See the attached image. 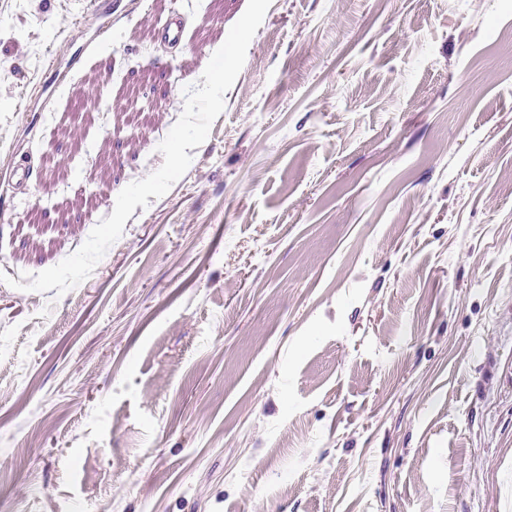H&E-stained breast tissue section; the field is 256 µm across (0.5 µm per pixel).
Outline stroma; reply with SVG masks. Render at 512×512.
I'll list each match as a JSON object with an SVG mask.
<instances>
[{"label": "stroma", "mask_w": 512, "mask_h": 512, "mask_svg": "<svg viewBox=\"0 0 512 512\" xmlns=\"http://www.w3.org/2000/svg\"><path fill=\"white\" fill-rule=\"evenodd\" d=\"M95 2L0 0V512H512V0H272L186 173L33 292L248 0H110L26 110Z\"/></svg>", "instance_id": "1"}]
</instances>
